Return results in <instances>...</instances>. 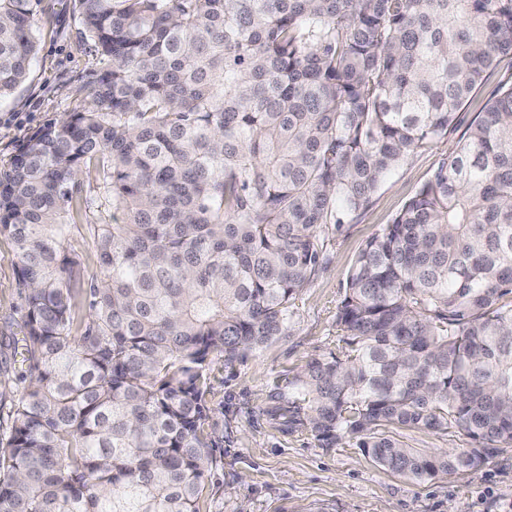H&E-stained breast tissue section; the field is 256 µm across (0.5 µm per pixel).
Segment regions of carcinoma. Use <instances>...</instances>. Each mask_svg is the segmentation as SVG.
<instances>
[{"label": "carcinoma", "instance_id": "1", "mask_svg": "<svg viewBox=\"0 0 512 512\" xmlns=\"http://www.w3.org/2000/svg\"><path fill=\"white\" fill-rule=\"evenodd\" d=\"M32 2L0 0V99L38 51ZM74 5L106 68L0 166L31 374L0 432V512H200L212 358L287 334L323 226L364 212L512 56V0ZM79 215L103 273L86 292ZM335 325L341 346L288 382V424L411 483L512 447V83L366 242ZM388 426L472 445L429 454Z\"/></svg>", "mask_w": 512, "mask_h": 512}]
</instances>
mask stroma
<instances>
[{"label": "stroma", "instance_id": "obj_1", "mask_svg": "<svg viewBox=\"0 0 512 512\" xmlns=\"http://www.w3.org/2000/svg\"><path fill=\"white\" fill-rule=\"evenodd\" d=\"M39 48L28 80L0 100V160L38 127L86 105L103 70L84 35L73 0H34ZM512 83V58H503L475 100L459 111L447 138L412 156L388 177L372 205L330 235V263L298 297L288 334L228 364L208 366L203 421L215 442L201 512H512V448L463 476L408 484L376 467L353 443L326 447L304 426L288 428L272 416L288 382L308 361L336 348V308L353 261L365 242L390 224L463 139L482 105ZM68 255L89 286L99 271L85 218L70 226ZM18 257L0 236V430L11 424L14 395L30 375L22 361L24 296ZM401 441L428 453L466 448L465 432L404 430Z\"/></svg>", "mask_w": 512, "mask_h": 512}]
</instances>
